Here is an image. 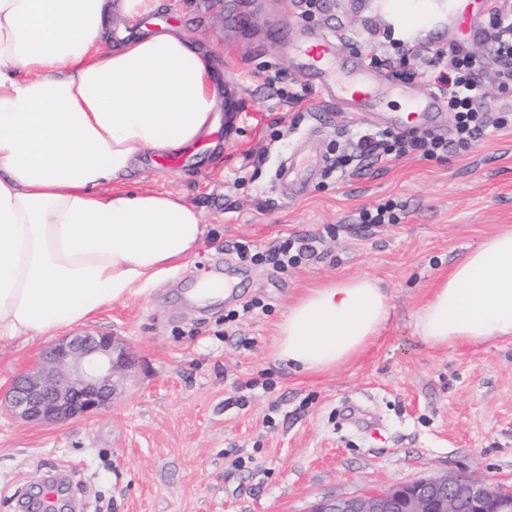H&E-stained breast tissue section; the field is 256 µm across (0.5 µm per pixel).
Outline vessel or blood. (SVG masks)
Segmentation results:
<instances>
[{
	"instance_id": "vessel-or-blood-1",
	"label": "vessel or blood",
	"mask_w": 512,
	"mask_h": 512,
	"mask_svg": "<svg viewBox=\"0 0 512 512\" xmlns=\"http://www.w3.org/2000/svg\"><path fill=\"white\" fill-rule=\"evenodd\" d=\"M288 52L303 69L310 86L327 100L345 103L355 112L372 105L377 72L361 64L352 71L345 69L336 55L335 35L296 39L289 45ZM403 93L415 119L432 123L446 110L444 100L438 94L420 97L408 87ZM281 171L288 180L302 184L314 175L316 168L311 159L298 162L289 158L282 161Z\"/></svg>"
}]
</instances>
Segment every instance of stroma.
<instances>
[{"mask_svg": "<svg viewBox=\"0 0 512 512\" xmlns=\"http://www.w3.org/2000/svg\"><path fill=\"white\" fill-rule=\"evenodd\" d=\"M172 27L212 53L232 108L215 147L177 170L144 159L129 190L171 192L197 206L207 232L174 276L107 306L86 329L112 334L134 365L110 408L88 418L31 424L0 404V512H21L26 489L51 476L72 482L79 512H308L326 497L418 479L477 476L512 487V340L434 348L414 331L416 312L465 252L512 228V122L462 148L453 113L416 134L448 139L447 152L330 171L355 151L358 124L386 128L403 95L376 88L371 112H352L311 89L286 39L332 32L340 58L375 43L391 51L377 0H160ZM419 43L482 55L487 44L439 18ZM276 77L270 88L268 77ZM302 94L289 104L280 90ZM324 167L306 187L280 178L302 142ZM392 202L399 220L357 224ZM320 236L318 252L288 273L240 262L239 240L266 250L287 236ZM238 283L230 299L192 300L201 276ZM369 277L386 288L389 320L345 365L288 371L273 356L277 326L309 289ZM260 306L250 312L251 301ZM236 320H227L230 310ZM52 342H0V395ZM253 377L268 388L241 389Z\"/></svg>", "mask_w": 512, "mask_h": 512, "instance_id": "obj_1", "label": "stroma"}]
</instances>
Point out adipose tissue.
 <instances>
[{
	"label": "adipose tissue",
	"mask_w": 512,
	"mask_h": 512,
	"mask_svg": "<svg viewBox=\"0 0 512 512\" xmlns=\"http://www.w3.org/2000/svg\"><path fill=\"white\" fill-rule=\"evenodd\" d=\"M158 0H0V340L43 337L177 272L202 214L168 192L120 190L145 155L200 141L217 119L212 58L179 30L111 46L112 20ZM377 281L314 288L279 323L298 372L349 362L388 321ZM429 346L512 338V230L464 254L415 315Z\"/></svg>",
	"instance_id": "adipose-tissue-1"
}]
</instances>
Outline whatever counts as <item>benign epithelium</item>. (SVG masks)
I'll return each mask as SVG.
<instances>
[{"instance_id":"1","label":"benign epithelium","mask_w":512,"mask_h":512,"mask_svg":"<svg viewBox=\"0 0 512 512\" xmlns=\"http://www.w3.org/2000/svg\"><path fill=\"white\" fill-rule=\"evenodd\" d=\"M132 363L126 344L109 334L82 331L64 336L15 378L6 404L27 423L90 417L112 405ZM308 512H512V490L446 475L374 493L325 498Z\"/></svg>"}]
</instances>
